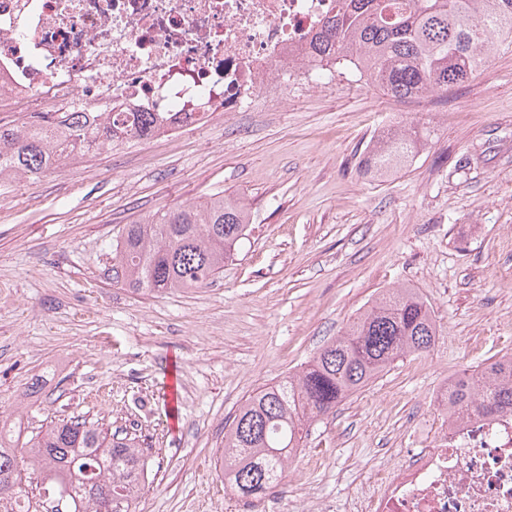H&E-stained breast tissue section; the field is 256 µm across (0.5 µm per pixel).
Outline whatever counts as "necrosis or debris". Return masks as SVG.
Returning <instances> with one entry per match:
<instances>
[{
	"label": "necrosis or debris",
	"mask_w": 512,
	"mask_h": 512,
	"mask_svg": "<svg viewBox=\"0 0 512 512\" xmlns=\"http://www.w3.org/2000/svg\"><path fill=\"white\" fill-rule=\"evenodd\" d=\"M339 0H0V101L41 112H257L334 84L312 38ZM434 448L396 458L344 512H512V414L442 418Z\"/></svg>",
	"instance_id": "obj_1"
}]
</instances>
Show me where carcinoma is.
Masks as SVG:
<instances>
[{"instance_id": "obj_1", "label": "carcinoma", "mask_w": 512, "mask_h": 512, "mask_svg": "<svg viewBox=\"0 0 512 512\" xmlns=\"http://www.w3.org/2000/svg\"><path fill=\"white\" fill-rule=\"evenodd\" d=\"M512 40V0H343L336 18L317 36L314 52L359 74L382 76L380 88L396 100L446 92L470 81L484 58ZM157 128L152 112H117L87 131L82 112L55 120L46 112L36 128L0 119V166L18 178L57 168L56 149L83 138V153L147 139ZM417 131L391 129L362 160L384 174L408 158ZM245 207L214 196L199 204L156 211L125 225L113 248L112 281L136 291L201 288L224 271L246 236ZM433 311L414 288H392L358 315L344 334L324 344L295 376L265 387L239 407L224 433V480L242 498H256L285 477L307 426L336 412L349 396L398 358L434 346ZM512 414V356L482 364L448 387V414ZM149 468L135 437L109 433L75 417L51 423L34 442H20L0 422V501L29 512L22 472L41 477L44 512H132Z\"/></svg>"}]
</instances>
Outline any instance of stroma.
<instances>
[{"label": "stroma", "instance_id": "stroma-1", "mask_svg": "<svg viewBox=\"0 0 512 512\" xmlns=\"http://www.w3.org/2000/svg\"><path fill=\"white\" fill-rule=\"evenodd\" d=\"M397 105L344 79L0 183V420L28 438L73 416L138 436L151 473L135 512H239L219 463L239 406L409 287L431 305L434 347L313 424L289 493L261 506L332 510L394 457L438 443L433 389L512 355V44L423 110ZM401 125L430 132L414 158L364 171L368 145ZM216 194L238 198L250 226L210 284L113 283L120 227Z\"/></svg>", "mask_w": 512, "mask_h": 512}]
</instances>
